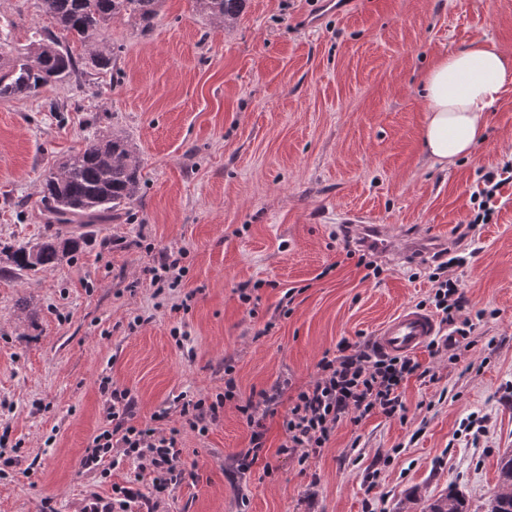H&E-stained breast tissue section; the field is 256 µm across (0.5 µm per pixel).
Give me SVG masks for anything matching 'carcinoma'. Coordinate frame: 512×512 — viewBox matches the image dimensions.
I'll list each match as a JSON object with an SVG mask.
<instances>
[{"label": "carcinoma", "instance_id": "1", "mask_svg": "<svg viewBox=\"0 0 512 512\" xmlns=\"http://www.w3.org/2000/svg\"><path fill=\"white\" fill-rule=\"evenodd\" d=\"M161 0H42L43 11L58 29L86 48L85 64L99 70L114 68L116 54L105 38L109 24L121 19L148 29L158 16ZM197 13L217 24L234 18L241 0H193ZM79 69L71 51L47 26L33 29L28 51L0 64V99L39 93L62 83ZM143 161L137 144L117 134L98 135L64 159L42 180L40 193L47 207L45 220L58 228L42 240L19 246L0 266L17 275L37 273L77 251L82 236L69 229L108 224L122 218L138 196ZM500 483L488 512H512V453L499 463ZM427 512H468L465 498L453 491L440 496Z\"/></svg>", "mask_w": 512, "mask_h": 512}]
</instances>
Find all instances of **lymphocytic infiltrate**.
Returning <instances> with one entry per match:
<instances>
[{"mask_svg":"<svg viewBox=\"0 0 512 512\" xmlns=\"http://www.w3.org/2000/svg\"><path fill=\"white\" fill-rule=\"evenodd\" d=\"M454 261L442 260L432 276L431 304L442 322H454L463 297L451 272ZM420 363L409 356L388 355L373 351L361 342H341L335 354H324L318 363L316 381L285 396V383L279 382L260 392L258 400H247L239 411L251 429L248 449L240 455L242 469L256 465L264 448L260 407L279 404L288 398V413L284 421L283 452L299 453L308 459L317 449L325 447L332 433L347 415L363 418L374 411L387 417L404 416L406 407L399 389L405 379L416 374ZM234 377H227L225 389L214 399L177 396L179 423L169 429L133 425L134 399L129 390L113 387L110 378H102L99 389L104 397L106 427L97 434L82 461L93 469L106 457L121 455L140 462L156 474L154 491L163 494L183 474L182 432L198 435L208 433L224 409L225 400L236 395Z\"/></svg>","mask_w":512,"mask_h":512,"instance_id":"f902f5d3","label":"lymphocytic infiltrate"}]
</instances>
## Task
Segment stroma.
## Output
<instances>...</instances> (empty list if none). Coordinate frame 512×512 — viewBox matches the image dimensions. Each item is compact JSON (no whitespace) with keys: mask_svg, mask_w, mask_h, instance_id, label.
I'll return each instance as SVG.
<instances>
[{"mask_svg":"<svg viewBox=\"0 0 512 512\" xmlns=\"http://www.w3.org/2000/svg\"><path fill=\"white\" fill-rule=\"evenodd\" d=\"M311 2L243 0L219 25L192 0H163L149 30L112 22V71L84 66L0 100V247L49 234L39 184L95 135L122 132L144 164L119 221L82 228L79 251L53 268L0 278V456L13 461L0 512H40L47 498L84 512L134 477L153 497L137 461L82 465L105 425L101 377L132 392L144 425L179 394L223 392L228 364L236 398L206 436L184 434L190 475L149 512H425L451 489L487 512L512 452V183L490 223L470 218L481 175L512 160V87L471 155L444 170L423 150L420 79L475 37L512 53V0H347L309 29ZM0 19L15 25L16 54L45 22L40 0H0ZM348 211L400 229L378 277L337 234ZM443 238L465 258L456 319L472 327L416 353L426 374L402 384L404 419L343 418L303 463L279 450L283 402L263 420V464L239 470L251 435L239 401L284 379L307 387L325 351L372 341L426 299L430 269L406 264L405 246ZM181 249L186 277L155 295L146 268ZM246 283L259 286L248 304Z\"/></svg>","mask_w":512,"mask_h":512,"instance_id":"1","label":"stroma"}]
</instances>
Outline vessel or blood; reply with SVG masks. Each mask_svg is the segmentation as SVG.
Segmentation results:
<instances>
[{
	"label": "vessel or blood",
	"instance_id": "1",
	"mask_svg": "<svg viewBox=\"0 0 512 512\" xmlns=\"http://www.w3.org/2000/svg\"><path fill=\"white\" fill-rule=\"evenodd\" d=\"M348 230L359 235L369 233L383 237L389 234L388 226L366 224L362 215L345 214L341 219ZM437 319L430 312L408 307L386 320L376 331L375 345L383 353L390 355H412L420 351L432 336L439 333Z\"/></svg>",
	"mask_w": 512,
	"mask_h": 512
}]
</instances>
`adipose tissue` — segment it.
Here are the masks:
<instances>
[{
	"label": "adipose tissue",
	"instance_id": "adipose-tissue-1",
	"mask_svg": "<svg viewBox=\"0 0 512 512\" xmlns=\"http://www.w3.org/2000/svg\"><path fill=\"white\" fill-rule=\"evenodd\" d=\"M512 86V54L475 38L437 56L422 75L423 149L448 169L468 156L485 131V116Z\"/></svg>",
	"mask_w": 512,
	"mask_h": 512
}]
</instances>
